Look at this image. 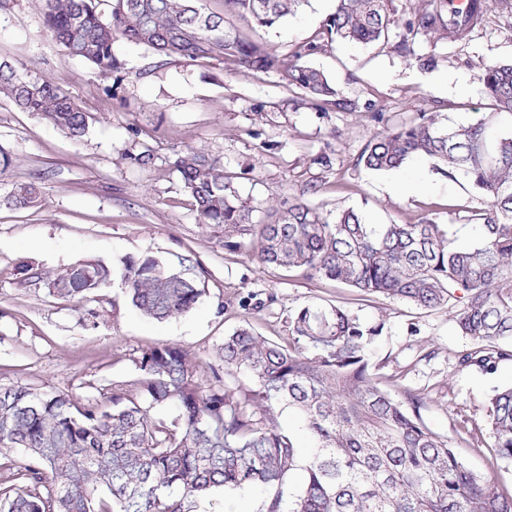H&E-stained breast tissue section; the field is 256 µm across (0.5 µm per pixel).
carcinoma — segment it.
Returning a JSON list of instances; mask_svg holds the SVG:
<instances>
[{"mask_svg":"<svg viewBox=\"0 0 512 512\" xmlns=\"http://www.w3.org/2000/svg\"><path fill=\"white\" fill-rule=\"evenodd\" d=\"M111 4L109 17L99 6ZM203 0H38L44 23L65 53L103 77L120 62L118 40L165 57L213 59L246 76L272 72L321 110L338 105L326 74L305 62L335 42L385 46L398 20L388 0H336L320 31L287 54L248 30L274 28L309 0H224V13ZM399 47L421 67L416 37L437 45L461 42L507 0H410ZM246 28L226 24V17ZM490 111L450 128L437 112L372 133L360 162L397 169L426 156L450 179L462 177L481 201L477 239L458 243L451 226L421 217L410 224H368L354 210L332 216L313 205L306 186L293 202L269 203L265 220L244 202L218 157L187 150L173 168L201 223L224 233V248L265 266L299 271L423 310L448 308L472 340L457 364L494 374L512 361V61L484 67ZM0 97L41 116L72 142L91 116L48 80L23 65L0 62ZM39 198L18 182L0 200L27 208ZM119 283L152 320L188 313L202 295L190 269L155 257L127 256L108 266L80 260L49 280L53 295L80 306ZM384 322H362L341 305H304L288 317V344L241 326L217 345L224 375L208 372L175 346H153L133 359L136 390L112 387L108 403H82L67 391L0 384V447L21 448L26 463L7 466L0 512H190L188 500L216 490L258 487L266 512H512V493L473 470L448 437L421 419L422 397L392 396L379 382L371 346ZM246 377L250 386L240 383ZM177 407L168 424L151 411ZM295 410L311 441L302 454L296 433L279 417ZM495 456L512 460V385L493 390L485 410ZM296 470L301 488L284 505Z\"/></svg>","mask_w":512,"mask_h":512,"instance_id":"obj_1","label":"carcinoma"}]
</instances>
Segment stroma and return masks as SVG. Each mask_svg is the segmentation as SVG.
I'll return each mask as SVG.
<instances>
[{
  "label": "stroma",
  "mask_w": 512,
  "mask_h": 512,
  "mask_svg": "<svg viewBox=\"0 0 512 512\" xmlns=\"http://www.w3.org/2000/svg\"><path fill=\"white\" fill-rule=\"evenodd\" d=\"M335 0H310L279 27L253 30L255 40L288 53L319 30ZM434 52L431 70L407 64L393 47L340 45L309 57L331 79L339 100L316 109L305 94L272 73L243 77L218 61L167 58L119 42L122 62L110 77L62 55L37 0H8L0 10V61L24 63L74 98L92 120L75 143L30 112L0 99V195L19 181L40 189L37 205L0 208V384L67 390L80 399L111 396L113 384L137 377L134 357L153 345L188 350L223 372L216 347L225 334L251 324L283 343L288 317L306 304L341 305L362 321H384L372 346L382 385L420 393L428 427L451 438L468 464L512 492V462L496 459L484 412L494 388L512 385V362L486 375L456 364L470 346L447 309L421 310L366 295L299 272L264 267L224 248L206 229L172 168L194 149L221 158L240 196L263 220L268 201H292L307 185L324 212L352 209L370 224H407L426 216L452 225L459 243L476 236L477 199L463 180H449L427 158L393 171H374L359 158L378 125L441 113L448 126L477 121L487 110L481 81L489 60L512 59V12H493L460 43L418 42ZM381 112L374 121L373 112ZM150 152V167L133 155ZM153 256L172 269L189 259L203 290L194 308L165 321L140 315L120 285L97 290L89 308L48 291L47 277L79 260L112 264ZM255 303L241 307L242 297ZM97 314L88 321L87 311ZM267 496L252 488L197 500L194 512H265Z\"/></svg>",
  "instance_id": "35a3bbf8"
}]
</instances>
